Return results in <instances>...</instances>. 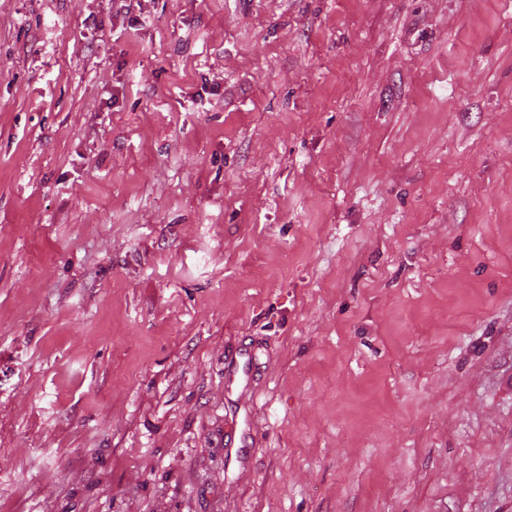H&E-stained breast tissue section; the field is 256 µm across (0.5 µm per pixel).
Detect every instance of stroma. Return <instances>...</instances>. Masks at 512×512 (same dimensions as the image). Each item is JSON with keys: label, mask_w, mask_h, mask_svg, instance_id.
Returning a JSON list of instances; mask_svg holds the SVG:
<instances>
[{"label": "stroma", "mask_w": 512, "mask_h": 512, "mask_svg": "<svg viewBox=\"0 0 512 512\" xmlns=\"http://www.w3.org/2000/svg\"><path fill=\"white\" fill-rule=\"evenodd\" d=\"M0 512H512V0H0ZM239 360L232 361L226 369V383L227 388L232 391V388H238L245 391L248 387L251 377V369L253 363L257 359V354L254 350L244 348L238 353ZM228 421L227 447L237 448L236 461L245 467L248 463V448L253 444L251 411L246 407L233 406Z\"/></svg>", "instance_id": "stroma-1"}]
</instances>
